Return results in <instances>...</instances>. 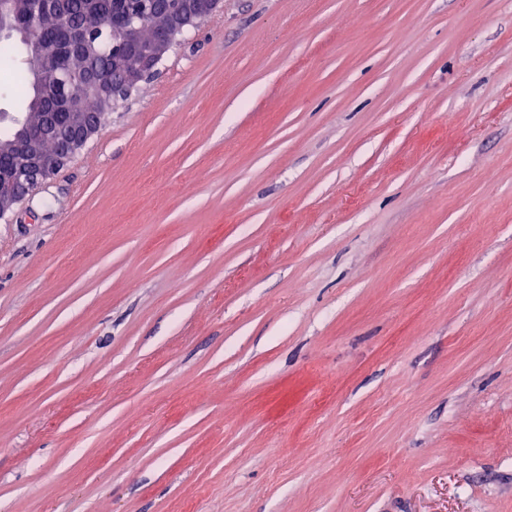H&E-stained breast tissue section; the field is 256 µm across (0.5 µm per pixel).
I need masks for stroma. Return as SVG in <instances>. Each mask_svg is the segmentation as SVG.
Instances as JSON below:
<instances>
[{"instance_id":"obj_1","label":"stroma","mask_w":512,"mask_h":512,"mask_svg":"<svg viewBox=\"0 0 512 512\" xmlns=\"http://www.w3.org/2000/svg\"><path fill=\"white\" fill-rule=\"evenodd\" d=\"M0 512H512V0H223L0 220Z\"/></svg>"}]
</instances>
